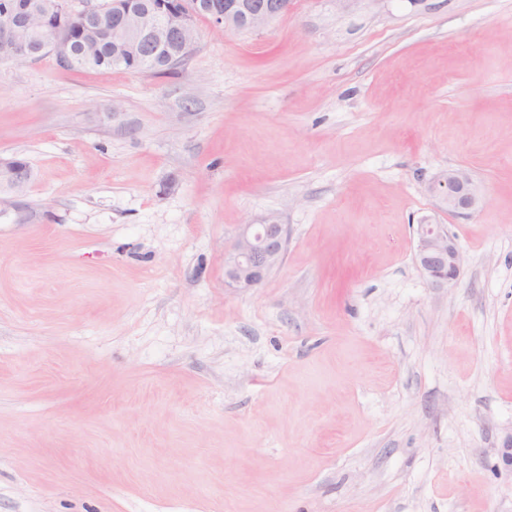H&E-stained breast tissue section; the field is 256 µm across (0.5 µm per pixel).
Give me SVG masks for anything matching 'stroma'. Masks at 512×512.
Returning <instances> with one entry per match:
<instances>
[{"mask_svg": "<svg viewBox=\"0 0 512 512\" xmlns=\"http://www.w3.org/2000/svg\"><path fill=\"white\" fill-rule=\"evenodd\" d=\"M197 29L165 75L0 59L34 171L0 214V512H512V0ZM269 212L281 262L226 288ZM432 192L439 194L448 206L449 214L465 215L485 199L483 190L470 176L459 168L448 169L430 183ZM287 228L275 213L244 224L232 241L224 265V283L238 292L258 288L282 259ZM416 236L414 259L426 281L436 287L454 283L461 271L462 254L446 225H417Z\"/></svg>", "mask_w": 512, "mask_h": 512, "instance_id": "35a3bbf8", "label": "stroma"}]
</instances>
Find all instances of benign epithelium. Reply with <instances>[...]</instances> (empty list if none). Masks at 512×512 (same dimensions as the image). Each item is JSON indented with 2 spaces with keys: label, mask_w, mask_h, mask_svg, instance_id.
Returning <instances> with one entry per match:
<instances>
[{
  "label": "benign epithelium",
  "mask_w": 512,
  "mask_h": 512,
  "mask_svg": "<svg viewBox=\"0 0 512 512\" xmlns=\"http://www.w3.org/2000/svg\"><path fill=\"white\" fill-rule=\"evenodd\" d=\"M292 0H180L178 10L170 12L154 5L131 12L124 0L92 5L87 0L76 7L72 0H60L56 8L65 14L82 15L93 22L104 17L112 20V35L122 39L139 53L144 64L151 65L154 56L174 38H184L187 60L197 42L196 19L201 14L226 32L260 31L290 9ZM45 16L41 6L30 0L16 4L0 14V52L13 57L33 58L45 52L73 67L85 61L83 52L74 46L61 27H43L38 39L31 36L32 21ZM9 160L0 158V191L19 193L26 184L14 182L5 170ZM448 206V213L464 215L485 199L483 190L459 168L450 169L430 183ZM414 251L416 265L426 281L436 287L454 283L461 271L462 254L455 237L444 224H419ZM287 243L286 225L274 213L243 225L232 241L224 265L225 286L238 292L259 287L269 271L282 259Z\"/></svg>",
  "instance_id": "benign-epithelium-1"
}]
</instances>
